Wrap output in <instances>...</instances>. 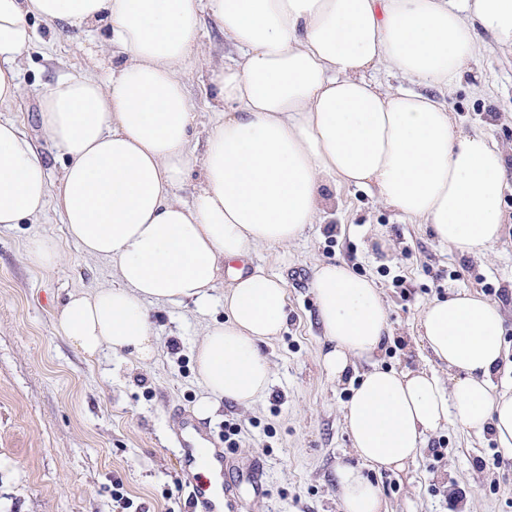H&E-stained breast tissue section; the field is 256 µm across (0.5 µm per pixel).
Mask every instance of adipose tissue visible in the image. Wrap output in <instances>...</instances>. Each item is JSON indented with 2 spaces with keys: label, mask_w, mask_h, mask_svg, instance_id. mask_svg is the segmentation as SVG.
<instances>
[{
  "label": "adipose tissue",
  "mask_w": 512,
  "mask_h": 512,
  "mask_svg": "<svg viewBox=\"0 0 512 512\" xmlns=\"http://www.w3.org/2000/svg\"><path fill=\"white\" fill-rule=\"evenodd\" d=\"M206 15L233 54L210 70L218 112L198 153L183 76ZM36 19L109 27L106 50L122 61L108 79L62 74L43 89L41 131L64 160L57 175L0 120V227L39 218L51 202L83 253L111 263L117 285L69 293L56 313L89 356L151 362L147 303L203 310L223 297L224 322L195 345L199 418L217 400L248 408L267 393L259 346L286 317L280 278L257 266L224 284L223 267L300 238L328 205L324 186L369 189L472 256L501 237L503 152L488 133L457 131L440 95L482 53L481 33L512 53V0H0V108L22 93L18 59ZM382 70L412 88L369 80ZM194 167L203 182L187 201L178 190ZM312 288L329 342L323 367L339 382L378 351L387 307L375 282L342 262L317 265ZM418 337L434 367H371L345 407L361 465L336 472L343 512H388L363 467L404 469L448 423L492 428L512 447V393L491 382L507 360L500 308L471 293L434 299Z\"/></svg>",
  "instance_id": "obj_1"
}]
</instances>
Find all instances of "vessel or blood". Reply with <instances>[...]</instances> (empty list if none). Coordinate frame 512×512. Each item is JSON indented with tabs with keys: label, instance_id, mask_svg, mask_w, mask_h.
Returning <instances> with one entry per match:
<instances>
[{
	"label": "vessel or blood",
	"instance_id": "b4317fda",
	"mask_svg": "<svg viewBox=\"0 0 512 512\" xmlns=\"http://www.w3.org/2000/svg\"><path fill=\"white\" fill-rule=\"evenodd\" d=\"M176 446L182 471L189 478V492L200 512H249L264 494L263 462L256 457L229 456L210 427L190 410L179 413Z\"/></svg>",
	"mask_w": 512,
	"mask_h": 512
}]
</instances>
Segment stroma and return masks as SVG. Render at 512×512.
<instances>
[{"mask_svg":"<svg viewBox=\"0 0 512 512\" xmlns=\"http://www.w3.org/2000/svg\"><path fill=\"white\" fill-rule=\"evenodd\" d=\"M36 40L18 63L22 94L8 110L50 174L62 159L39 128V97L56 75L91 72L106 78L112 60L100 50L106 31H54L37 23ZM206 49L185 73L194 106L193 147L203 150L214 120L209 69L224 58V37L204 19ZM458 131L490 129L505 154V222L492 252L476 258L440 244L423 224H411L359 187L326 186L334 204L296 241L260 245L247 258L286 284L287 320L281 336L261 344L273 386L252 409L219 402L216 431L239 424L238 457L259 456L267 493L252 512H343L336 470L358 465L345 427L353 375L331 382L322 367L327 342L312 291L318 262H343L381 289L389 335L376 355L387 369L432 367L415 341L426 304L451 292L484 294L504 288L497 304L504 341L512 348V64L490 52L471 63L451 103ZM35 237L54 239L60 260L31 266L25 251ZM108 262L83 255L54 206L30 224L0 228V512H193L183 492L172 442L176 411L194 408L204 386L193 348L205 327L224 319L215 304L199 314L193 303L148 306L158 344L141 363L102 353L90 357L59 332L56 312L67 293L112 284ZM179 349H171V340ZM441 457H433V448ZM500 467H492L494 455ZM488 468H480V461ZM391 512H512V448L492 430L475 433L451 423L401 472L364 468ZM123 484L129 504L116 502Z\"/></svg>","mask_w":512,"mask_h":512,"instance_id":"1","label":"stroma"}]
</instances>
